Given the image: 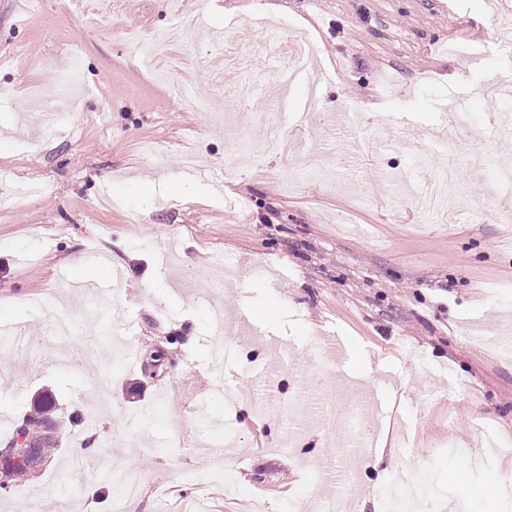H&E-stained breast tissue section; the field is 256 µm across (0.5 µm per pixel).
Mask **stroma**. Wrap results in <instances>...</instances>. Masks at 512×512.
I'll list each match as a JSON object with an SVG mask.
<instances>
[{"label": "stroma", "mask_w": 512, "mask_h": 512, "mask_svg": "<svg viewBox=\"0 0 512 512\" xmlns=\"http://www.w3.org/2000/svg\"><path fill=\"white\" fill-rule=\"evenodd\" d=\"M264 2L0 0V171L42 183L0 203V327H23L37 348L0 358V450L38 408L60 424L50 466L0 494V512L25 502L68 512L63 486L83 448L87 512H110L104 476L132 466L140 512H159L166 497L198 498L206 512H312L316 478L300 470L301 455L360 458L336 512H380L379 490L411 464L440 491L422 512H451L459 481L470 512H512V452L472 453L486 437L512 442V356L490 341L512 321V249L501 246L512 222L500 219L512 212V140L498 132L512 105L474 93L512 63V45L494 33L498 0H272L274 13ZM177 24L183 38L156 64L181 59L174 85L210 89L208 111L143 64L141 45ZM302 37L321 94L308 114H270L276 72ZM73 60L89 93L45 134L22 103ZM336 101L354 143L343 159L332 144ZM382 126L415 135L425 164L382 143ZM267 127L279 152L183 195L174 169L184 155L225 168L227 134L250 148ZM449 156L452 194L484 195L489 215L432 218L385 180H437ZM87 280L109 288L71 301ZM240 306L257 330L227 337ZM63 313L65 336L53 326ZM130 322L136 333L123 337ZM330 334L343 363L325 352ZM217 371L242 395L232 411L212 388ZM347 375L387 407L359 434L392 414L406 424L404 446L382 445L379 467L365 464L364 448L338 446L324 422L293 432L251 413L262 387L285 401L332 391L347 421L357 404L336 393ZM228 430L231 499L190 479ZM291 437L293 453L280 452ZM286 478L288 495H275Z\"/></svg>", "instance_id": "obj_1"}]
</instances>
